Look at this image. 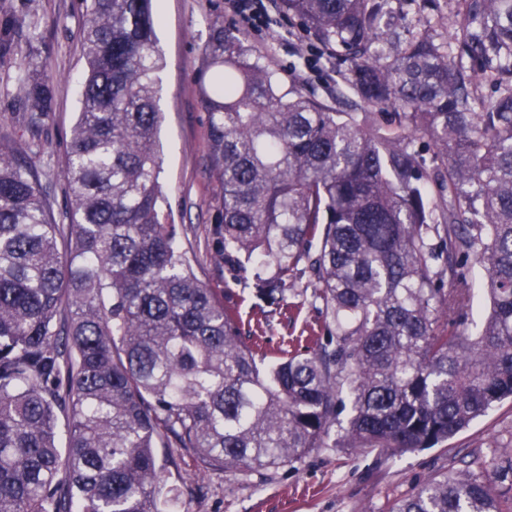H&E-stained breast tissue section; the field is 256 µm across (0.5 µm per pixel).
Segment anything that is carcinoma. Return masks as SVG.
Here are the masks:
<instances>
[{
	"instance_id": "carcinoma-1",
	"label": "carcinoma",
	"mask_w": 512,
	"mask_h": 512,
	"mask_svg": "<svg viewBox=\"0 0 512 512\" xmlns=\"http://www.w3.org/2000/svg\"><path fill=\"white\" fill-rule=\"evenodd\" d=\"M85 2L71 223L54 222L23 151L0 146V512H166L158 448L216 470L292 466L346 412L344 447L395 457L512 398V0H458L466 67L427 30L389 40L387 0H281L389 112L283 92L213 28L216 257L269 307L308 292L323 306L264 367L262 324L243 331L197 277L158 181L154 0ZM22 22L0 10L1 64L27 58ZM477 73L496 97L475 100ZM16 83L38 124L51 78L21 67ZM476 268L489 310L473 335L441 317L463 315ZM509 472L447 471L382 512H512L491 479Z\"/></svg>"
}]
</instances>
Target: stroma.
Instances as JSON below:
<instances>
[{"instance_id":"stroma-1","label":"stroma","mask_w":512,"mask_h":512,"mask_svg":"<svg viewBox=\"0 0 512 512\" xmlns=\"http://www.w3.org/2000/svg\"><path fill=\"white\" fill-rule=\"evenodd\" d=\"M0 5L17 10L25 19L21 45L29 54L30 67L54 78L53 110L34 130L16 97L15 68L0 65V143L27 153L56 223L65 224L71 197L62 158L81 109L85 60L79 32L84 2L0 0ZM267 8V25L254 30L239 23L227 0H158L156 4L160 14L156 34L164 56L157 82L162 113L160 182L186 259L211 288L233 291L246 327L255 326L260 317L255 291L232 282L213 245L223 190L211 169L209 120L200 95L201 86L213 77L203 53L212 25H223L248 40L282 90H299L342 112L352 109L350 101L336 97L344 81L332 51L311 40L299 19L283 13L280 0H269ZM387 9L404 37L426 27L444 42L457 27L456 0H388ZM321 320L310 303L288 299L269 314L265 328L269 349H277ZM339 439V429H332L328 446L295 467L270 468L248 478L204 468L182 448L159 449L166 462L162 480L179 493L169 512H380L386 501L438 473L464 468L477 473L485 460L511 456L512 400L497 403L449 439L443 450L380 459L366 450L339 447Z\"/></svg>"}]
</instances>
